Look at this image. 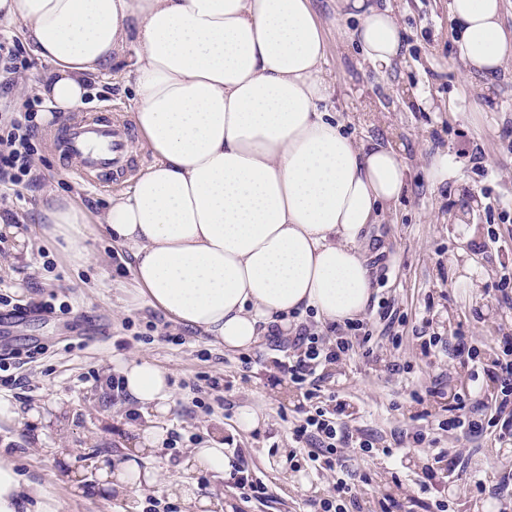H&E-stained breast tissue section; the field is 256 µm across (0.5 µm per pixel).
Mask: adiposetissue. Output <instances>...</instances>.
<instances>
[{
	"label": "adipose tissue",
	"mask_w": 512,
	"mask_h": 512,
	"mask_svg": "<svg viewBox=\"0 0 512 512\" xmlns=\"http://www.w3.org/2000/svg\"><path fill=\"white\" fill-rule=\"evenodd\" d=\"M503 0H450L454 42L466 75L491 86L512 66ZM357 19L366 60L390 68L402 35L379 0H336ZM21 22L35 55L51 67L42 94L80 111L90 76L126 56L134 124L153 161L97 217L72 197L47 193L43 236L77 247L103 230L129 258L132 294L173 323L230 351L254 346L299 310L336 323L361 314L371 283L360 248L365 225L398 202V151L356 143L324 107L334 81L311 0H0V22ZM128 395L169 410L167 370L133 358L121 366ZM165 428L140 429L124 460L103 464L102 495L156 484L144 461ZM171 491L192 512H212L189 473L230 474L224 446L209 438L181 463ZM0 512H57L49 491L0 456Z\"/></svg>",
	"instance_id": "adipose-tissue-1"
}]
</instances>
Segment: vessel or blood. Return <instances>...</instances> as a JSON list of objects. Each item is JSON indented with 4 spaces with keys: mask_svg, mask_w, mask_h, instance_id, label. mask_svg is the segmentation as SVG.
Segmentation results:
<instances>
[{
    "mask_svg": "<svg viewBox=\"0 0 512 512\" xmlns=\"http://www.w3.org/2000/svg\"><path fill=\"white\" fill-rule=\"evenodd\" d=\"M51 145L73 162L77 177L92 187L123 182L134 161L127 120L99 113L59 118Z\"/></svg>",
    "mask_w": 512,
    "mask_h": 512,
    "instance_id": "b4317fda",
    "label": "vessel or blood"
}]
</instances>
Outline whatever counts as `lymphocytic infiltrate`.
Returning a JSON list of instances; mask_svg holds the SVG:
<instances>
[{
    "label": "lymphocytic infiltrate",
    "instance_id": "lymphocytic-infiltrate-1",
    "mask_svg": "<svg viewBox=\"0 0 512 512\" xmlns=\"http://www.w3.org/2000/svg\"><path fill=\"white\" fill-rule=\"evenodd\" d=\"M38 114L33 107L22 112L0 113V187L20 193L39 176L33 165L37 152ZM267 340L281 356L275 362L280 372L287 374L302 393L308 406L292 428L295 448L291 455L294 467H307L316 473L333 472L344 468L346 451L380 450L387 458H404V448H376L371 435H354L342 425L347 409L335 394H324L320 376L332 365L346 361L355 354L370 358L375 354L373 333L367 323L348 320L331 326L329 335H321L309 319L295 323L291 334L271 326ZM495 358L482 362L481 348L465 336L457 338V355L480 367L483 375L498 386L493 408H486L479 390L449 391L443 410L445 416L435 427L415 431L414 445H427L432 465L423 469L416 480L420 493L430 495L427 512H448V502L435 498L434 492L455 473V458L448 449L439 447L435 430L463 429L475 436H492L498 448L512 454V330L494 338Z\"/></svg>",
    "mask_w": 512,
    "mask_h": 512
}]
</instances>
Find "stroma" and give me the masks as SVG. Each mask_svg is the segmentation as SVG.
Instances as JSON below:
<instances>
[{
    "instance_id": "stroma-1",
    "label": "stroma",
    "mask_w": 512,
    "mask_h": 512,
    "mask_svg": "<svg viewBox=\"0 0 512 512\" xmlns=\"http://www.w3.org/2000/svg\"><path fill=\"white\" fill-rule=\"evenodd\" d=\"M401 15L403 58L384 71L363 65L348 42L350 22L337 19L332 0H313L328 46L326 68L334 80L328 110L355 138L374 139L399 150L409 168L403 194L382 223L366 225L362 252L370 270L371 293L389 301L397 320L387 324L368 306L369 321L381 356L372 362L356 356L341 368L339 382L326 390L350 401L348 422L373 432L378 447L394 445L396 437L414 432L425 414L440 408L425 392L438 382L462 391L477 385L486 394L496 391L486 378L472 382L466 366L452 349L427 359L420 350V333L451 341L456 332L485 343L512 328V309L498 303L493 286L512 273V70L491 89L476 92L457 61L451 38L448 0H390ZM115 66L91 86L86 111L104 108L133 112L132 89ZM53 125L40 126V145L34 167L39 181L22 197L7 194L0 207L14 212L17 224L0 223V294L24 307L23 315L0 320V354L39 343L43 355L23 365L17 374L21 388L5 390L17 406L12 421H0V451L18 472L48 489L58 512H129V500L96 494L102 460L122 457L132 447L136 430L157 420L148 409L125 395H114L108 378L119 375L121 362L138 356L168 371L173 389L171 409L162 424L178 434L175 446L163 447L149 461L161 482L136 492L140 507L149 501L169 503L170 480L181 477L179 464L186 451L221 431L225 448L239 449L269 485L263 500H243L227 479L201 470L193 479L202 492L219 489L223 512H310L335 476L294 469L287 457L294 443L291 423L302 398L277 372L278 353L266 339L251 348V368L238 354L211 338L168 324L159 311L132 301L124 289L130 270L113 250L104 231L85 242L90 261L75 257L64 243L45 240L37 216L45 189L71 196L97 214L114 194L113 188L87 186L56 155L50 138ZM448 158V176L431 181L427 169L435 155ZM507 249H499V242ZM56 295L68 311L32 312L30 299ZM171 340H163L160 325ZM402 338L393 347L392 335ZM184 344H174V337ZM75 342L73 351L62 340ZM223 378L219 390L198 389L200 373ZM424 394L417 402L416 394ZM251 406L263 419L250 432L240 431L235 416ZM40 418H31L32 410ZM443 447L457 455L455 475L445 486L452 512H497L499 500L512 497V486L501 489L500 472L506 461L488 437L474 438L457 431L441 433ZM66 448L61 459L56 447ZM426 449H417L409 468L394 460L348 450V469L370 475L371 497L365 508L375 512L385 496L405 502L417 496L416 474L427 464ZM83 479L74 490L73 473ZM485 480L486 492L473 498V485Z\"/></svg>"
}]
</instances>
